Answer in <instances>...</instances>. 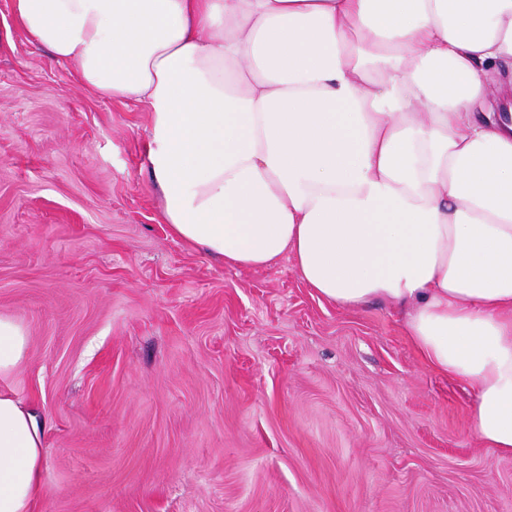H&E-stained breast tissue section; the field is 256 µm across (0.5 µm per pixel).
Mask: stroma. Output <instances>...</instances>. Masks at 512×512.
I'll use <instances>...</instances> for the list:
<instances>
[{"label": "stroma", "mask_w": 512, "mask_h": 512, "mask_svg": "<svg viewBox=\"0 0 512 512\" xmlns=\"http://www.w3.org/2000/svg\"><path fill=\"white\" fill-rule=\"evenodd\" d=\"M148 126L0 0V315L28 336L7 384L46 424L32 512H512V457L391 307L171 235Z\"/></svg>", "instance_id": "stroma-1"}]
</instances>
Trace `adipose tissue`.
Here are the masks:
<instances>
[{"label":"adipose tissue","instance_id":"adipose-tissue-1","mask_svg":"<svg viewBox=\"0 0 512 512\" xmlns=\"http://www.w3.org/2000/svg\"><path fill=\"white\" fill-rule=\"evenodd\" d=\"M100 97L150 114L171 234L224 265L290 257L342 307L392 304L469 427L512 456V0H13ZM28 337L0 316V378ZM44 426L0 387V512H31Z\"/></svg>","mask_w":512,"mask_h":512}]
</instances>
